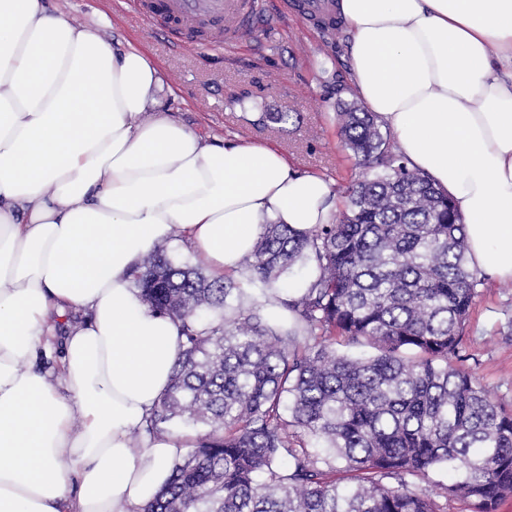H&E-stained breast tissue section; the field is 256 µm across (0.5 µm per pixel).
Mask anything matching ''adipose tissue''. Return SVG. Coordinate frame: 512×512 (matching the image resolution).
<instances>
[{
    "instance_id": "1",
    "label": "adipose tissue",
    "mask_w": 512,
    "mask_h": 512,
    "mask_svg": "<svg viewBox=\"0 0 512 512\" xmlns=\"http://www.w3.org/2000/svg\"><path fill=\"white\" fill-rule=\"evenodd\" d=\"M357 96L512 280V0H336ZM160 68L46 0H0V512H143L184 436L146 433L181 352L131 273L179 228L213 274L267 224L334 223L324 176L208 143L166 115ZM57 375L33 362L71 309Z\"/></svg>"
}]
</instances>
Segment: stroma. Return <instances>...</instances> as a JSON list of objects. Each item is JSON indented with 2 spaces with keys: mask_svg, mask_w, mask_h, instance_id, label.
<instances>
[{
  "mask_svg": "<svg viewBox=\"0 0 512 512\" xmlns=\"http://www.w3.org/2000/svg\"><path fill=\"white\" fill-rule=\"evenodd\" d=\"M78 24H101L106 41L141 45L171 90L163 105L206 140L237 138L280 151L298 171L332 179L337 189L359 176L341 143L336 103L354 100L350 37L316 20L291 21L281 0H262L263 20L232 49L175 46L161 18L140 17L124 0H49ZM257 97L256 109L231 105L232 95ZM263 112H288L286 130L259 128ZM466 364L489 398L512 409V283L482 277L463 328Z\"/></svg>",
  "mask_w": 512,
  "mask_h": 512,
  "instance_id": "1",
  "label": "stroma"
}]
</instances>
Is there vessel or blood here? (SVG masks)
<instances>
[{
	"instance_id": "obj_1",
	"label": "vessel or blood",
	"mask_w": 512,
	"mask_h": 512,
	"mask_svg": "<svg viewBox=\"0 0 512 512\" xmlns=\"http://www.w3.org/2000/svg\"><path fill=\"white\" fill-rule=\"evenodd\" d=\"M147 16H162L170 31H206L211 42L233 44L259 9V0H130Z\"/></svg>"
}]
</instances>
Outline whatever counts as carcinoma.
I'll list each match as a JSON object with an SVG mask.
<instances>
[{"label": "carcinoma", "mask_w": 512, "mask_h": 512, "mask_svg": "<svg viewBox=\"0 0 512 512\" xmlns=\"http://www.w3.org/2000/svg\"><path fill=\"white\" fill-rule=\"evenodd\" d=\"M337 118L362 170L345 210L305 232L264 225L239 270L265 296L315 266L310 288L281 300L292 322L165 245L133 272L183 339L148 431L208 428L144 512H440L424 487L440 468L453 475L441 494L470 512L512 496V413L462 365L479 285L464 218L374 113L341 102ZM339 338L375 354L340 355Z\"/></svg>", "instance_id": "cac0c4a2"}]
</instances>
